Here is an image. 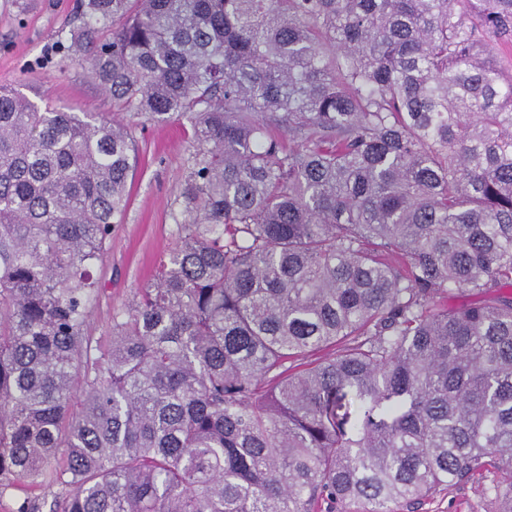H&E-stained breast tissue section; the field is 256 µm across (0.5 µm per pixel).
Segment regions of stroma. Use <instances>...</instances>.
<instances>
[{"label":"stroma","mask_w":512,"mask_h":512,"mask_svg":"<svg viewBox=\"0 0 512 512\" xmlns=\"http://www.w3.org/2000/svg\"><path fill=\"white\" fill-rule=\"evenodd\" d=\"M77 0H0V86L33 101L46 98L73 112H111L112 99L92 79L88 61L66 58L58 38L78 26ZM137 166L129 183L124 220L112 230L109 250L93 270L99 294L87 332L99 340L112 334V313L126 307L152 279L156 259L178 238L175 218L192 167L189 126L173 119L150 122L127 113ZM471 483L438 491L414 512H493Z\"/></svg>","instance_id":"1"}]
</instances>
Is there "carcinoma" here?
I'll use <instances>...</instances> for the list:
<instances>
[{"label":"carcinoma","mask_w":512,"mask_h":512,"mask_svg":"<svg viewBox=\"0 0 512 512\" xmlns=\"http://www.w3.org/2000/svg\"><path fill=\"white\" fill-rule=\"evenodd\" d=\"M79 17L112 116L0 86V497L59 458L50 512H512V0ZM126 112L190 125L189 219L94 344ZM414 512H492L496 508L484 499L476 485L467 483L438 491L417 505Z\"/></svg>","instance_id":"carcinoma-1"}]
</instances>
